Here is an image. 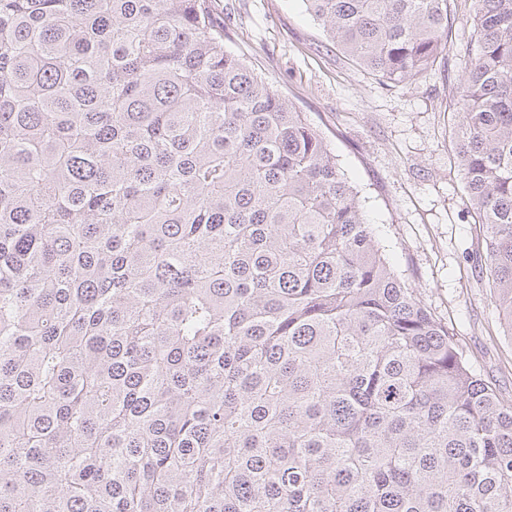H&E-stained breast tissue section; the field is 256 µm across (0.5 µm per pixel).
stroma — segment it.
<instances>
[{
    "instance_id": "1",
    "label": "stroma",
    "mask_w": 512,
    "mask_h": 512,
    "mask_svg": "<svg viewBox=\"0 0 512 512\" xmlns=\"http://www.w3.org/2000/svg\"><path fill=\"white\" fill-rule=\"evenodd\" d=\"M211 9L225 49L322 132L391 269L448 325L475 373L512 400V338L477 260L481 230L449 138L472 0H450L445 68L388 85L336 49L303 0H211Z\"/></svg>"
}]
</instances>
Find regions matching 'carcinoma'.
Returning <instances> with one entry per match:
<instances>
[{"label": "carcinoma", "instance_id": "1", "mask_svg": "<svg viewBox=\"0 0 512 512\" xmlns=\"http://www.w3.org/2000/svg\"><path fill=\"white\" fill-rule=\"evenodd\" d=\"M383 83L448 0H305ZM451 130L512 335V0ZM0 512H512V400L210 0H0Z\"/></svg>", "mask_w": 512, "mask_h": 512}]
</instances>
